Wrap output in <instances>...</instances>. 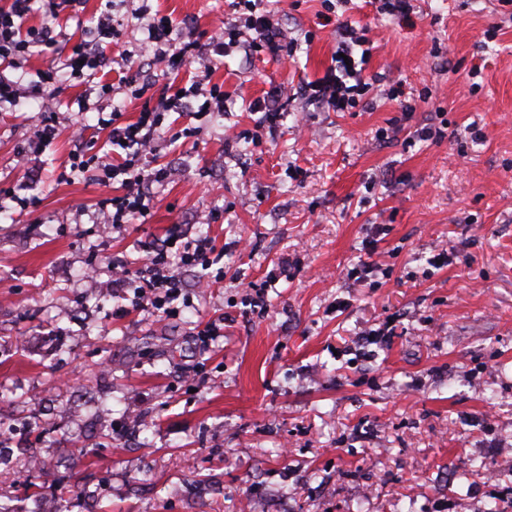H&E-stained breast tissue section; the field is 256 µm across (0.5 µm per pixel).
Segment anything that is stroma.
Returning a JSON list of instances; mask_svg holds the SVG:
<instances>
[{
	"label": "stroma",
	"mask_w": 512,
	"mask_h": 512,
	"mask_svg": "<svg viewBox=\"0 0 512 512\" xmlns=\"http://www.w3.org/2000/svg\"><path fill=\"white\" fill-rule=\"evenodd\" d=\"M149 3L205 28L231 14ZM262 5L296 51L225 58L227 110L162 149L172 175L145 220L102 234L100 187L60 178L67 124L38 160L37 207L0 213V494L15 512H512V6ZM107 7L122 20L132 2L29 22L72 33ZM343 20L392 93L332 112L304 88ZM275 86L281 121L253 141L249 105ZM39 121L34 99L0 112V189L31 193L13 158ZM426 123L444 136L412 139ZM175 224L213 239L224 278L201 291V267L180 268L175 317L133 309L104 259L137 268ZM214 320L223 337L203 341ZM31 448L59 483L32 485Z\"/></svg>",
	"instance_id": "stroma-1"
}]
</instances>
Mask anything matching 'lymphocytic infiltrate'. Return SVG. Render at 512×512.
<instances>
[{
    "label": "lymphocytic infiltrate",
    "instance_id": "lymphocytic-infiltrate-1",
    "mask_svg": "<svg viewBox=\"0 0 512 512\" xmlns=\"http://www.w3.org/2000/svg\"><path fill=\"white\" fill-rule=\"evenodd\" d=\"M41 2L45 13L59 16L72 0H10L0 8V109L16 107L33 98L40 104L41 120L16 160V167L30 183H37V170L31 165L56 137L61 119V76L83 79L86 87L77 100L86 106L90 97L108 100L115 91L130 90L143 104L135 121H124L122 113L110 112L99 118L98 126L108 133L112 152H103L94 136L76 129L69 157L70 176H82L103 186L96 206L102 223L119 229L150 214L156 201V189L171 176L168 167L156 164L165 141L197 137V120L224 111L225 95L211 76L227 56L243 55L253 59L262 55L277 58L287 54L289 42L274 12L258 10L257 0H232L234 19L224 26L206 29L198 25H179L170 16L151 13L142 5L131 12L132 19L147 33L138 51L127 47L122 30L112 21L111 9L96 19L93 38L78 37L59 43L51 28L27 25L34 2ZM367 41L363 29L344 24L339 32L333 65L327 74L306 87L308 97L319 106L336 112L355 108L369 96L372 85L361 69L354 66L358 48ZM62 44L57 66L40 73L38 80L22 84L11 78V71L25 68L36 46ZM199 64L200 72L180 93L150 97L159 82L183 67ZM201 98L194 111L193 125L165 134V114L188 108L190 98ZM178 249H171L170 241ZM147 256L137 268L112 258L106 267L116 289L134 292L132 304L171 317L176 313L173 301L184 289L176 273L171 254H179L185 267L210 268L215 252L210 237L185 239L181 226H173L169 239L147 244Z\"/></svg>",
    "mask_w": 512,
    "mask_h": 512
}]
</instances>
